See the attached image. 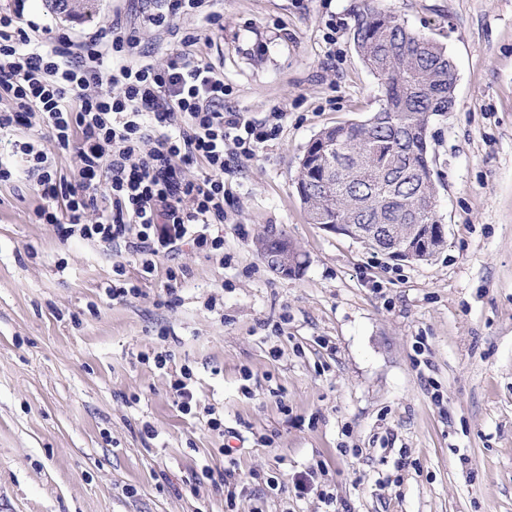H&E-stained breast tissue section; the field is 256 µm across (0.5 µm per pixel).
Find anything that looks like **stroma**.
Returning <instances> with one entry per match:
<instances>
[{"mask_svg":"<svg viewBox=\"0 0 512 512\" xmlns=\"http://www.w3.org/2000/svg\"><path fill=\"white\" fill-rule=\"evenodd\" d=\"M98 5L80 23L25 0L24 16L76 45L118 20L165 62L158 0ZM363 5L171 18L227 108L288 112L224 175L223 258L184 244L145 275L132 250L36 223L28 182L0 185V512H512V0H380L458 73L428 130L446 243L410 263L310 223L296 191L309 141L378 108ZM270 227L305 254L295 276L259 255ZM119 264L137 297L106 295ZM185 365L188 413L170 387Z\"/></svg>","mask_w":512,"mask_h":512,"instance_id":"stroma-1","label":"stroma"}]
</instances>
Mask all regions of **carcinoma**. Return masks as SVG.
I'll use <instances>...</instances> for the list:
<instances>
[{
  "label": "carcinoma",
  "mask_w": 512,
  "mask_h": 512,
  "mask_svg": "<svg viewBox=\"0 0 512 512\" xmlns=\"http://www.w3.org/2000/svg\"><path fill=\"white\" fill-rule=\"evenodd\" d=\"M355 50L377 76L379 109L363 122L322 130L307 146L297 191L312 224L345 231L356 224H393L426 238L437 253L445 243L436 210L428 152L433 117L451 111L456 80L444 44L396 15L368 6L357 15Z\"/></svg>",
  "instance_id": "carcinoma-1"
}]
</instances>
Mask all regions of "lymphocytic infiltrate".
<instances>
[{"label":"lymphocytic infiltrate","mask_w":512,"mask_h":512,"mask_svg":"<svg viewBox=\"0 0 512 512\" xmlns=\"http://www.w3.org/2000/svg\"><path fill=\"white\" fill-rule=\"evenodd\" d=\"M23 12L24 0L0 11V92L15 104L0 113V139L12 146L0 155V184L34 181L37 223L105 248L131 243L145 274L187 240L223 255L225 151L252 157L277 138L286 111L259 120L225 108L223 76L190 52L196 35L182 36L165 63L144 52L130 64L138 39L120 24L74 55L67 34L34 36ZM60 154L77 158V179L58 171ZM194 163L200 175L185 177Z\"/></svg>","instance_id":"lymphocytic-infiltrate-1"}]
</instances>
